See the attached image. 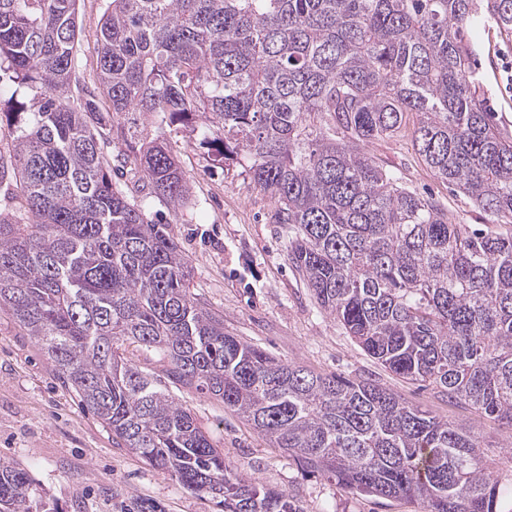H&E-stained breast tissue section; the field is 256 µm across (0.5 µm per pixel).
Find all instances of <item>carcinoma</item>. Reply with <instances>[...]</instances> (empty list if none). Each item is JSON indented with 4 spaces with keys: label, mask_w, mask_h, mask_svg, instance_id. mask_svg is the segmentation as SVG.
<instances>
[{
    "label": "carcinoma",
    "mask_w": 512,
    "mask_h": 512,
    "mask_svg": "<svg viewBox=\"0 0 512 512\" xmlns=\"http://www.w3.org/2000/svg\"><path fill=\"white\" fill-rule=\"evenodd\" d=\"M79 0H0V311L34 338L120 443L220 512H303L224 461L167 384L209 392L306 470L422 512H498L481 443L380 385L316 374L224 332L190 293L168 225L186 205L171 145L200 131L288 229L317 303L395 375L512 427V233L469 231L408 190L365 144L406 115L433 175L512 223V140L469 79L476 0H107L96 81L77 85ZM512 34V0H487ZM120 146L117 154L103 144ZM162 355L158 373L120 352ZM0 512H49L0 464Z\"/></svg>",
    "instance_id": "cac0c4a2"
}]
</instances>
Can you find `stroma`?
<instances>
[{
	"label": "stroma",
	"instance_id": "stroma-1",
	"mask_svg": "<svg viewBox=\"0 0 512 512\" xmlns=\"http://www.w3.org/2000/svg\"><path fill=\"white\" fill-rule=\"evenodd\" d=\"M104 0H80L77 55L81 86L94 87L96 30ZM476 97L502 136L512 138V35L482 20L469 26ZM413 118L393 137L365 144L409 190L438 198L460 224L490 218L466 195L438 180L412 146ZM200 135L183 129L174 151L190 178L192 199L171 211L152 206L193 267L190 291L222 313L224 330L273 356L323 374L390 388L410 405L478 437L485 458L512 490V429L425 383L385 369L311 296L288 260V233L269 220L273 202L240 168L212 167ZM221 448L224 459L257 482L294 496L302 512H421L400 498L352 494L335 479L305 471L283 449L192 388L171 391ZM25 469L51 512H218L209 497L185 489L112 440L111 432L58 378L40 345L0 311V463Z\"/></svg>",
	"mask_w": 512,
	"mask_h": 512
}]
</instances>
